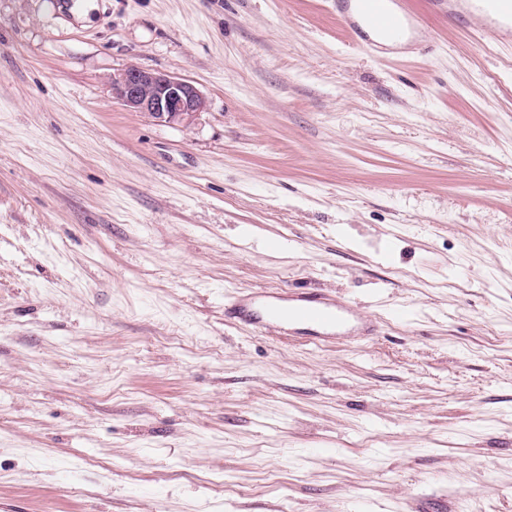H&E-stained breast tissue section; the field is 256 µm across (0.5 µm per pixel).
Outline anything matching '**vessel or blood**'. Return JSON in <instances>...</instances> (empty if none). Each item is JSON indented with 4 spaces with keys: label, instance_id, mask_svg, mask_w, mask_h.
I'll list each match as a JSON object with an SVG mask.
<instances>
[{
    "label": "vessel or blood",
    "instance_id": "1",
    "mask_svg": "<svg viewBox=\"0 0 512 512\" xmlns=\"http://www.w3.org/2000/svg\"><path fill=\"white\" fill-rule=\"evenodd\" d=\"M333 5L353 45L372 54L379 41L413 40L419 26L410 0H333ZM425 8L451 19L468 14L483 22L490 35L512 36V0H425ZM224 313L256 332L275 327L283 333L305 334L315 344L336 338L361 343L375 332L374 323L353 304L286 289L237 292Z\"/></svg>",
    "mask_w": 512,
    "mask_h": 512
}]
</instances>
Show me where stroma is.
Wrapping results in <instances>:
<instances>
[{
  "mask_svg": "<svg viewBox=\"0 0 512 512\" xmlns=\"http://www.w3.org/2000/svg\"><path fill=\"white\" fill-rule=\"evenodd\" d=\"M0 0V512H512V44L330 0ZM191 81L189 130L112 97ZM313 290L356 347L224 319ZM333 5L353 45L371 54L382 46L369 33L388 42L406 39L410 43L419 26V17L408 0H333Z\"/></svg>",
  "mask_w": 512,
  "mask_h": 512,
  "instance_id": "35a3bbf8",
  "label": "stroma"
}]
</instances>
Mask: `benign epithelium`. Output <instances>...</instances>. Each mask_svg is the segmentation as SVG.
Returning a JSON list of instances; mask_svg holds the SVG:
<instances>
[{
  "instance_id": "benign-epithelium-1",
  "label": "benign epithelium",
  "mask_w": 512,
  "mask_h": 512,
  "mask_svg": "<svg viewBox=\"0 0 512 512\" xmlns=\"http://www.w3.org/2000/svg\"><path fill=\"white\" fill-rule=\"evenodd\" d=\"M112 95L126 109L159 125L190 128L205 101L188 80L169 73L130 66L112 77Z\"/></svg>"
}]
</instances>
